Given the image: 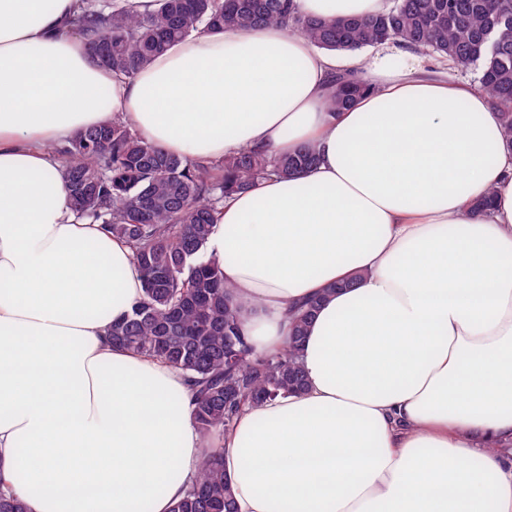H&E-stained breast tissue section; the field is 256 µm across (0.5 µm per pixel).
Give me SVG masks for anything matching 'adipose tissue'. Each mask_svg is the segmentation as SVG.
<instances>
[{
    "mask_svg": "<svg viewBox=\"0 0 512 512\" xmlns=\"http://www.w3.org/2000/svg\"><path fill=\"white\" fill-rule=\"evenodd\" d=\"M77 4L0 0V492L25 512H170L197 473L182 373L108 339L142 294L131 249L78 215L53 150L116 118L189 158L316 149L226 199L211 237L256 352L323 297L305 390L223 435L238 512H512V149L489 96L388 44L365 61L274 29L196 34L118 75L69 31ZM359 70L372 92L329 111Z\"/></svg>",
    "mask_w": 512,
    "mask_h": 512,
    "instance_id": "adipose-tissue-1",
    "label": "adipose tissue"
}]
</instances>
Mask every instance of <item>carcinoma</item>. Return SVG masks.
Returning a JSON list of instances; mask_svg holds the SVG:
<instances>
[{
    "instance_id": "obj_1",
    "label": "carcinoma",
    "mask_w": 512,
    "mask_h": 512,
    "mask_svg": "<svg viewBox=\"0 0 512 512\" xmlns=\"http://www.w3.org/2000/svg\"><path fill=\"white\" fill-rule=\"evenodd\" d=\"M96 60L134 75L175 41L202 30L260 27L303 35L316 48L359 51L385 42L430 50L477 71L479 89L499 112L512 148V0H394L382 14L317 18L296 0H155L140 13L129 0H81L70 23ZM371 90L356 73L333 80L330 111ZM61 151L74 207L101 229L127 240L142 297L109 324L112 343L163 360L185 376L190 414L201 434L230 428L242 409L300 392L301 347L318 302L294 309L292 335L278 354L256 353L243 335L220 262L207 252L212 213L224 198L255 187L270 172L288 178L309 169L316 151L270 157L248 151L220 162L188 159L143 144L122 121L92 127ZM220 452L202 449L196 478L170 512H234Z\"/></svg>"
}]
</instances>
